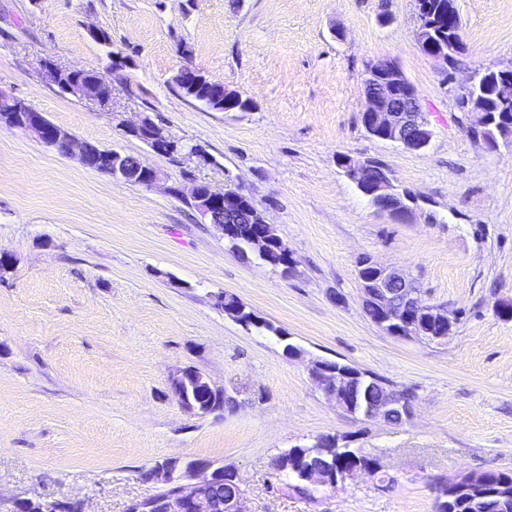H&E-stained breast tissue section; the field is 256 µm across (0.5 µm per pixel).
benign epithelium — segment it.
Segmentation results:
<instances>
[{
	"mask_svg": "<svg viewBox=\"0 0 512 512\" xmlns=\"http://www.w3.org/2000/svg\"><path fill=\"white\" fill-rule=\"evenodd\" d=\"M42 69L52 82L64 93L79 100H88L97 104L107 102L94 95L92 91L78 85H68L63 80L66 69L52 60L44 59ZM498 97L501 100L512 98V68L504 66L499 70ZM1 98L8 99L13 111L20 113V121L10 123L48 148L62 153L65 157H75L82 165H92L96 171L117 181L129 183L140 181L146 189L164 185L165 173L154 166L140 162L131 165L126 155L117 150L104 149L96 144L78 140L71 132L53 124L41 112L29 107L20 98L0 92ZM465 109L471 113V127L477 131L474 139L483 142L489 148H498L499 143L512 142V127L497 129V136L489 135L493 120L484 112L480 97L473 94ZM362 124L371 136L396 144L408 151L419 152L429 147L434 132L423 112L417 92L404 76L399 67L384 70L376 64H370L364 78V110L361 112ZM153 128L154 135L146 145L156 154L172 157L188 152L200 153L195 146H179L168 136L164 129L150 118L125 123V133L136 137L144 128ZM338 164L357 187H362L366 176L374 174V186L365 193L369 200L380 197L391 201V205L378 208L393 219L402 223L412 221L414 198L394 184L391 174L378 161L358 159L349 154L338 157ZM168 191L179 195H188V200L199 214L203 224H211L222 235H227V225L216 220V216L228 213H244L238 201L248 194L235 182H230L224 190L215 191L205 182L194 183L188 192L176 187ZM361 284L363 310H373L376 315L371 322L382 331L399 337H417L426 339H446L454 327V319L448 311L434 305L422 303L418 289L408 287L410 279L399 269L384 267L370 261L364 262L358 271ZM192 368L175 370L169 376V388L172 396L185 410L197 415H206L215 410L197 406L189 397L184 382ZM313 379L325 393L336 400V405L350 415L361 416L369 420L388 421L398 414L407 417L410 414V397L402 391L381 383L377 397L372 402L363 401L355 389L347 384L346 373L330 368L327 360L318 359L311 369ZM303 456L300 451H288V456H280L274 463L275 470H289L301 480L325 487L335 485L336 472L313 470L302 467ZM231 468L206 461H190L178 471L170 465L154 468L147 477L161 476V490L155 495L132 502L128 512H213L215 509L214 489L224 483V474ZM483 482L481 473H459L451 478L434 477L430 480L438 493L450 489L463 491L470 486ZM41 503V512H60L56 501L40 500L38 497H20L15 500L13 512H23L22 507Z\"/></svg>",
	"mask_w": 512,
	"mask_h": 512,
	"instance_id": "benign-epithelium-1",
	"label": "benign epithelium"
}]
</instances>
